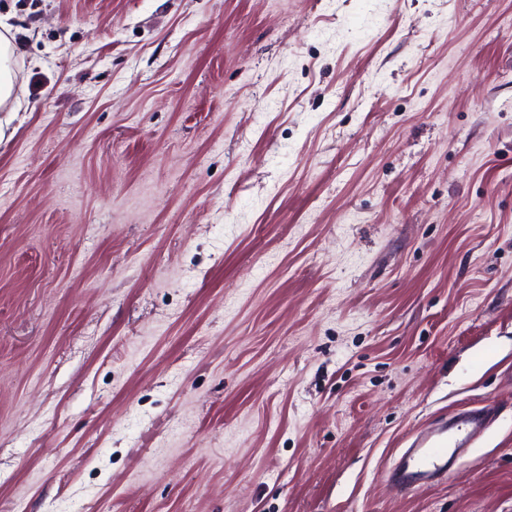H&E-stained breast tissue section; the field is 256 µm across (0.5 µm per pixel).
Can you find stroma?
Masks as SVG:
<instances>
[{"label":"stroma","mask_w":512,"mask_h":512,"mask_svg":"<svg viewBox=\"0 0 512 512\" xmlns=\"http://www.w3.org/2000/svg\"><path fill=\"white\" fill-rule=\"evenodd\" d=\"M0 18V512H512V0ZM14 44L0 33V108L12 98L15 74L11 67ZM494 412L491 406L461 410L449 417L448 427L444 423L420 431L390 468L389 478L414 488L433 475L447 474L448 448L470 447L493 423Z\"/></svg>","instance_id":"35a3bbf8"}]
</instances>
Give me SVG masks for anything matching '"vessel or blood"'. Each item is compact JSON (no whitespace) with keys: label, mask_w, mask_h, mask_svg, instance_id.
Listing matches in <instances>:
<instances>
[{"label":"vessel or blood","mask_w":512,"mask_h":512,"mask_svg":"<svg viewBox=\"0 0 512 512\" xmlns=\"http://www.w3.org/2000/svg\"><path fill=\"white\" fill-rule=\"evenodd\" d=\"M494 417L490 406L461 410L452 414L447 423L420 431L390 468V479L412 488L433 475L446 474L449 449L470 447L490 427Z\"/></svg>","instance_id":"b4317fda"}]
</instances>
